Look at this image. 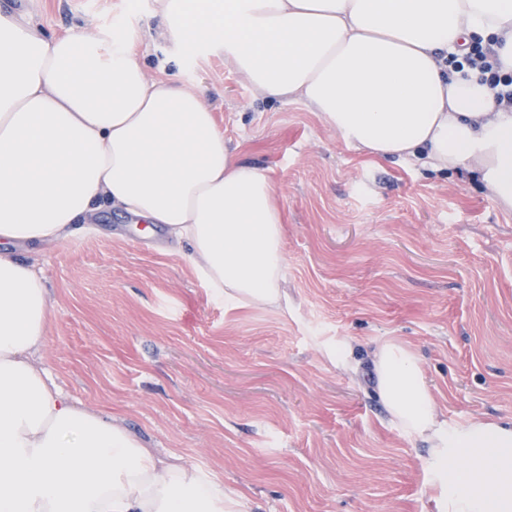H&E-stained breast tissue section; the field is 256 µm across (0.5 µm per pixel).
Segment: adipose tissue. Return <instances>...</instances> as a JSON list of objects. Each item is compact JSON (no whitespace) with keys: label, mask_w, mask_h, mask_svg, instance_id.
Instances as JSON below:
<instances>
[{"label":"adipose tissue","mask_w":512,"mask_h":512,"mask_svg":"<svg viewBox=\"0 0 512 512\" xmlns=\"http://www.w3.org/2000/svg\"><path fill=\"white\" fill-rule=\"evenodd\" d=\"M262 95L304 101L348 145L479 177L512 214V112L448 65L492 39L512 73V0H158ZM190 247L219 301L287 313L269 176L224 142L201 91L149 78L124 28L45 36L0 12V512H248L246 496L76 404L36 360L53 304L16 247L66 238L97 206ZM370 376L389 421L426 446L435 512H512V419L448 421L403 340Z\"/></svg>","instance_id":"ef3b65f1"}]
</instances>
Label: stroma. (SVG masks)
<instances>
[{"mask_svg": "<svg viewBox=\"0 0 512 512\" xmlns=\"http://www.w3.org/2000/svg\"><path fill=\"white\" fill-rule=\"evenodd\" d=\"M48 34L120 25L149 76L200 88L284 215L289 314L215 301L162 231L122 211L18 248L54 317L39 360L73 401L243 491L257 512H433L423 443L317 336L415 351L449 420L512 418V215L466 170L377 159L302 102L262 96L223 53L188 51L155 0H0Z\"/></svg>", "mask_w": 512, "mask_h": 512, "instance_id": "stroma-1", "label": "stroma"}]
</instances>
